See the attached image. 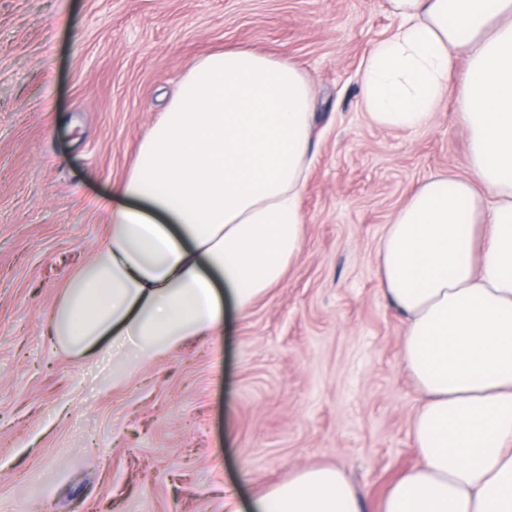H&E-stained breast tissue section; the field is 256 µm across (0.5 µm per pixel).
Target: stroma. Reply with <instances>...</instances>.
Here are the masks:
<instances>
[{"label":"stroma","instance_id":"obj_1","mask_svg":"<svg viewBox=\"0 0 512 512\" xmlns=\"http://www.w3.org/2000/svg\"><path fill=\"white\" fill-rule=\"evenodd\" d=\"M398 23L387 0H0V512H247L336 464L378 512L417 462L419 395L375 256L424 180L469 173L456 86L421 129L363 107L367 55ZM226 48L311 84L301 250L221 336L104 390L51 311L189 64Z\"/></svg>","mask_w":512,"mask_h":512}]
</instances>
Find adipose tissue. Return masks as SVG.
Masks as SVG:
<instances>
[{
	"label": "adipose tissue",
	"instance_id": "adipose-tissue-1",
	"mask_svg": "<svg viewBox=\"0 0 512 512\" xmlns=\"http://www.w3.org/2000/svg\"><path fill=\"white\" fill-rule=\"evenodd\" d=\"M398 26L370 51L377 124H431L451 82L471 175L426 179L376 253L405 318L401 365L421 399L418 462L379 512H512V0H389ZM313 91L289 61L227 49L193 61L141 142L50 329L70 357L128 385L185 341L224 332L280 284L303 239ZM253 512H365L341 467L296 471Z\"/></svg>",
	"mask_w": 512,
	"mask_h": 512
}]
</instances>
